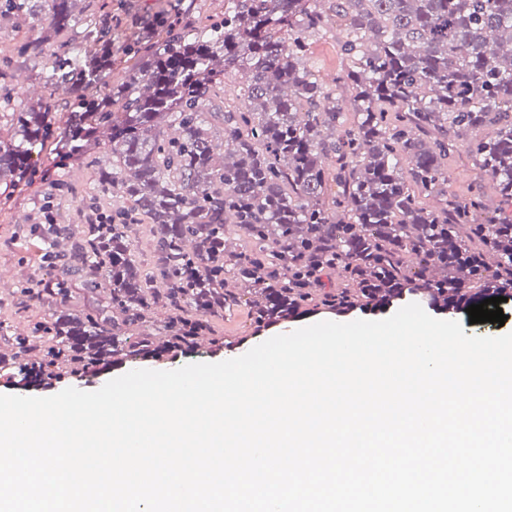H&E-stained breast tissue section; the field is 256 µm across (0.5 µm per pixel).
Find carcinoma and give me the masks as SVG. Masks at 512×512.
Returning a JSON list of instances; mask_svg holds the SVG:
<instances>
[{
    "label": "carcinoma",
    "mask_w": 512,
    "mask_h": 512,
    "mask_svg": "<svg viewBox=\"0 0 512 512\" xmlns=\"http://www.w3.org/2000/svg\"><path fill=\"white\" fill-rule=\"evenodd\" d=\"M77 3L0 0L1 18L40 28L0 57V182L27 172L54 134L53 103L19 110L11 99L17 62L31 60L49 84L70 88L68 149L104 141L112 165L98 189L122 190L128 207L110 224L85 225L73 250L51 252L53 266L93 273L85 287L107 288L109 301L12 337L0 363L19 364L22 380L50 369L94 373L117 356L192 352L210 318L242 301L260 328L321 307L385 308L403 291L443 309L450 288L512 290V0H334L327 11L309 0H224V20L194 29L179 11L153 12L133 49L105 4L82 44L60 41L80 21ZM332 26L345 33L352 123L303 66L306 35ZM122 59L129 73L114 84ZM226 67L244 72L243 104L209 112ZM488 125L495 136L468 143L475 190L446 197L455 138ZM486 181L505 205L491 215ZM432 196L444 197L437 210L425 207ZM230 220L249 248H225ZM144 222L162 290L133 258L132 226ZM194 266L201 273L188 275ZM330 271L341 283L322 292ZM227 272L240 287H227ZM159 307L161 342L150 325Z\"/></svg>",
    "instance_id": "1"
}]
</instances>
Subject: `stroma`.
Here are the masks:
<instances>
[{"instance_id": "35a3bbf8", "label": "stroma", "mask_w": 512, "mask_h": 512, "mask_svg": "<svg viewBox=\"0 0 512 512\" xmlns=\"http://www.w3.org/2000/svg\"><path fill=\"white\" fill-rule=\"evenodd\" d=\"M309 52L306 63L331 90L334 97L346 100L350 97L341 77L347 62L341 51L344 34L331 28L307 37ZM20 85L14 95L18 105L29 106L34 100L55 102L54 125L65 129L70 117L66 102L55 88L45 85L41 67L30 63L17 64L14 73ZM356 109L346 108L347 118H354ZM104 146H94L84 153L72 155L65 148L47 142L36 157L27 175L8 186L0 184V268L13 272L11 281L0 283V341L18 334L30 333L35 322L48 319L54 306L52 299L37 300L25 295V287L40 281L54 285L57 273L46 262L45 255L50 243L45 236L42 222L45 215H52L59 224L70 225L73 239H80L84 216L90 204H97L100 211L112 213L121 206L120 197L102 196L98 193L95 172L101 168L100 157ZM66 180L69 192H59L57 180ZM214 325L225 344L210 345L208 350L191 353L178 351L157 358L136 362L113 360L93 374L79 376L67 373L61 379L24 387L14 365L0 364V394L45 397L68 388L72 382H80L88 390L100 389L109 380L134 369L174 370L190 363L220 362L226 348H251L274 336L276 326L254 330L246 305L224 310L215 317Z\"/></svg>"}]
</instances>
